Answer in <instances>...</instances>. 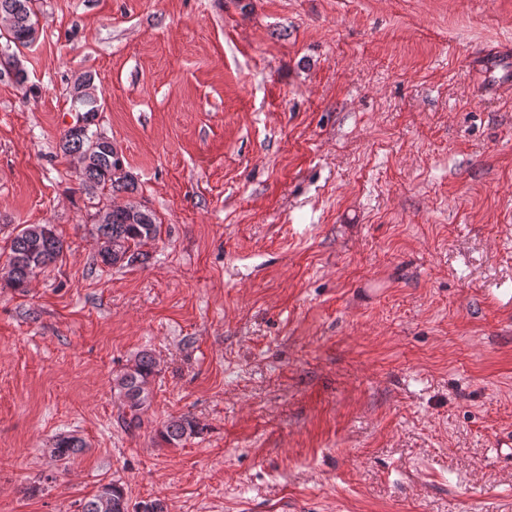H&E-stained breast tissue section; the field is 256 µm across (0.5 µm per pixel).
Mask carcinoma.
<instances>
[{"label":"carcinoma","mask_w":512,"mask_h":512,"mask_svg":"<svg viewBox=\"0 0 512 512\" xmlns=\"http://www.w3.org/2000/svg\"><path fill=\"white\" fill-rule=\"evenodd\" d=\"M36 0H0V15L12 18L6 41L15 47L30 45L38 25ZM7 76L18 85L27 82L26 72L18 67L14 56L0 58V77ZM72 109L79 112L86 125L71 126L61 137L60 149L68 155L91 152L90 163L76 173L79 184L87 189L108 188L112 192L135 191L133 176L125 170L122 155L114 148L112 140L98 131L91 130L99 112L98 99L92 94L71 98ZM162 225L155 215L142 206L122 209L112 207L108 224H97L94 237L97 257L105 266L132 265L140 261L138 248L146 241L161 234ZM63 253V242L48 224H28L10 241L8 283L17 290H25L37 270L56 262ZM158 373L154 355L139 352L131 365L115 379L114 389L123 398L127 412L123 420L127 427L139 426L141 415L150 407L153 396L151 379ZM199 433L197 422L181 416L168 420L159 431L163 442L177 447ZM83 448L81 440L73 436L56 439L52 454L68 459ZM81 512H130L129 499L122 485L111 482L100 486L81 507Z\"/></svg>","instance_id":"obj_1"}]
</instances>
